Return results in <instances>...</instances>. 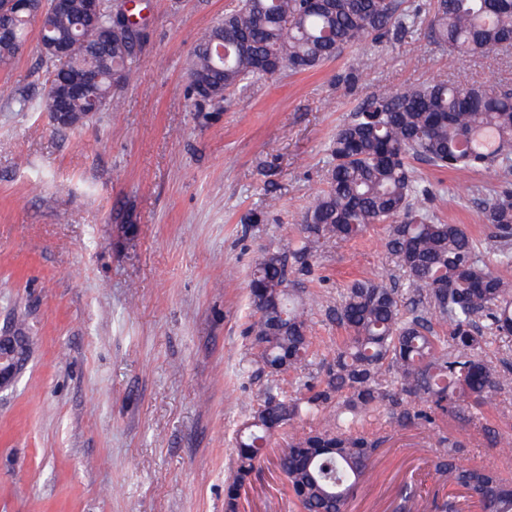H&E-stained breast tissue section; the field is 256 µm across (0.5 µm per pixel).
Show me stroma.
<instances>
[{
  "label": "stroma",
  "mask_w": 512,
  "mask_h": 512,
  "mask_svg": "<svg viewBox=\"0 0 512 512\" xmlns=\"http://www.w3.org/2000/svg\"><path fill=\"white\" fill-rule=\"evenodd\" d=\"M237 3L149 0L116 107L76 128L50 119L37 27L0 63V85L15 92L0 98V331L28 341L0 390V512H225L235 431L268 385L247 334L258 317L250 275L263 251L298 239L337 128L368 95L462 68L512 87V54L462 59L421 28L241 84L204 119L185 92L190 53ZM416 169L434 214L484 240L481 207L512 174ZM388 231L375 224L318 249L298 287L317 301L314 356L280 375L286 390L322 384L347 334L334 310L350 281L406 288ZM365 426L386 442L347 512H437L443 435L462 442L463 463L512 481V392L470 423L393 433L374 415ZM240 512H296L270 460Z\"/></svg>",
  "instance_id": "obj_1"
}]
</instances>
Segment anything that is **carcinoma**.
Returning a JSON list of instances; mask_svg holds the SVG:
<instances>
[{"instance_id":"cac0c4a2","label":"carcinoma","mask_w":512,"mask_h":512,"mask_svg":"<svg viewBox=\"0 0 512 512\" xmlns=\"http://www.w3.org/2000/svg\"><path fill=\"white\" fill-rule=\"evenodd\" d=\"M47 13L39 51L46 66L47 109L84 120L112 102V86L125 78L137 30L120 27L99 41L76 35L77 11ZM431 41L462 58L512 53V0H433ZM420 21L401 0H241L216 21L194 47L190 72L205 74L208 89L194 106L222 107L244 82L278 73L313 70L345 48L400 40ZM70 44L60 62L47 41ZM224 46V58L214 49ZM95 62L98 79L84 97L65 93L70 74ZM449 171L512 173V89L488 88L459 70L448 80L367 96L331 144L326 189L303 216L300 244L265 251L249 281L258 313L249 327L270 384L235 438L237 466L224 484L227 512L250 484L271 435L307 418L320 426L295 434L276 462L288 480L296 508L346 512L372 473L375 434L363 422L383 412L393 431L445 416L472 421L475 411L512 384V361L483 356L491 341L512 343V282L490 267L512 266V190L486 202L482 220L491 246L480 249L462 224H447L431 210L409 160ZM401 217L399 224L392 220ZM389 224L386 248L408 282L399 289L357 279L336 305V322L348 331L329 364L323 386L290 394L277 383L280 367L311 364L307 311L290 303V292L309 275L320 244L350 240L372 224ZM449 325L439 335L434 321ZM434 464L438 480L472 491L490 512H512V482L489 467L459 462L461 444L442 440Z\"/></svg>"}]
</instances>
